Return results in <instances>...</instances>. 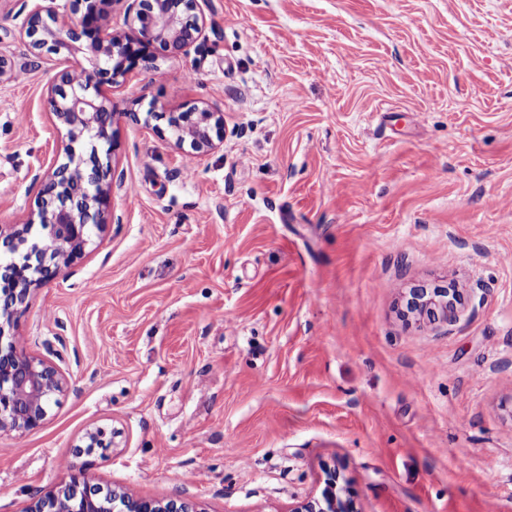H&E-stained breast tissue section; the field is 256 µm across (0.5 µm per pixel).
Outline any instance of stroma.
<instances>
[{
    "label": "stroma",
    "instance_id": "stroma-1",
    "mask_svg": "<svg viewBox=\"0 0 512 512\" xmlns=\"http://www.w3.org/2000/svg\"><path fill=\"white\" fill-rule=\"evenodd\" d=\"M31 3L0 0V225L67 145ZM201 9L199 51L104 89L122 180L13 331L69 387L0 435V512L69 463L201 512H292L331 468L357 512H512V0ZM207 104L199 155L167 117ZM412 288L459 289L457 320L415 321Z\"/></svg>",
    "mask_w": 512,
    "mask_h": 512
}]
</instances>
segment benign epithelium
Returning <instances> with one entry per match:
<instances>
[{
	"label": "benign epithelium",
	"instance_id": "1",
	"mask_svg": "<svg viewBox=\"0 0 512 512\" xmlns=\"http://www.w3.org/2000/svg\"><path fill=\"white\" fill-rule=\"evenodd\" d=\"M125 4L126 31L112 29V8ZM26 35L32 54L62 49L89 54V66L79 60L57 70L48 88L47 112L56 129L70 143L90 145L89 156L68 147L66 161L56 163L43 181L37 220L0 225V268L7 273L0 290V434L22 436L41 426L48 409L68 381L60 366L3 343L6 331L17 324L33 290L55 280L74 260L82 257L94 230L107 221L112 193V127L118 113L101 86L122 84L136 69L156 72L158 56L187 55L206 40V23L198 0H46L29 11ZM219 108L195 107L168 118L177 131L176 144L185 138L197 153L215 148L210 121ZM107 145L105 157L98 146ZM49 229L45 239L31 235L34 224ZM460 296L453 288H414L407 312L416 320L452 322L460 312ZM87 483L74 478L44 493L25 512H199L185 499H134L112 491L93 497ZM291 512H356L350 498L337 487L336 472H328L326 487Z\"/></svg>",
	"mask_w": 512,
	"mask_h": 512
}]
</instances>
